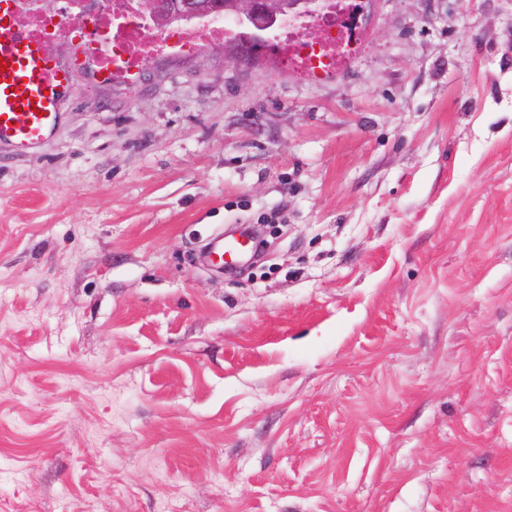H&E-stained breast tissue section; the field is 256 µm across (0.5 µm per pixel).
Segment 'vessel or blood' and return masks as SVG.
Listing matches in <instances>:
<instances>
[{
    "mask_svg": "<svg viewBox=\"0 0 512 512\" xmlns=\"http://www.w3.org/2000/svg\"><path fill=\"white\" fill-rule=\"evenodd\" d=\"M0 58L9 65L0 72V142L36 147L54 132L72 86L67 68L20 26L13 0H0Z\"/></svg>",
    "mask_w": 512,
    "mask_h": 512,
    "instance_id": "1",
    "label": "vessel or blood"
}]
</instances>
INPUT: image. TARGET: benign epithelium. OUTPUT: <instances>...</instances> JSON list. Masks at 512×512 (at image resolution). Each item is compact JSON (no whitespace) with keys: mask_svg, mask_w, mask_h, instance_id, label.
I'll return each instance as SVG.
<instances>
[{"mask_svg":"<svg viewBox=\"0 0 512 512\" xmlns=\"http://www.w3.org/2000/svg\"><path fill=\"white\" fill-rule=\"evenodd\" d=\"M134 17L163 30L174 22L222 17L249 31L247 38L224 50L229 60L245 63L257 53L255 43L272 26L292 19L310 18L321 9V0H129Z\"/></svg>","mask_w":512,"mask_h":512,"instance_id":"obj_1","label":"benign epithelium"}]
</instances>
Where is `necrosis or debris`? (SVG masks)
Returning a JSON list of instances; mask_svg holds the SVG:
<instances>
[{"label":"necrosis or debris","mask_w":512,"mask_h":512,"mask_svg":"<svg viewBox=\"0 0 512 512\" xmlns=\"http://www.w3.org/2000/svg\"><path fill=\"white\" fill-rule=\"evenodd\" d=\"M317 28L320 38L306 34V19L275 30L272 40L285 63L312 71L335 67L340 56L354 53L358 41L337 0H323ZM31 34L49 43L64 41L81 47L101 78L120 76L135 81L142 63L158 52L188 54L203 45L233 36L221 21H197L163 31L141 21L117 17L115 10H82L78 0H14Z\"/></svg>","instance_id":"4bbe7bcc"}]
</instances>
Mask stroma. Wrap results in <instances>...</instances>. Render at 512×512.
<instances>
[{
	"mask_svg": "<svg viewBox=\"0 0 512 512\" xmlns=\"http://www.w3.org/2000/svg\"><path fill=\"white\" fill-rule=\"evenodd\" d=\"M360 31L133 85L48 44L60 124L0 143V512H512V0Z\"/></svg>",
	"mask_w": 512,
	"mask_h": 512,
	"instance_id": "stroma-1",
	"label": "stroma"
}]
</instances>
